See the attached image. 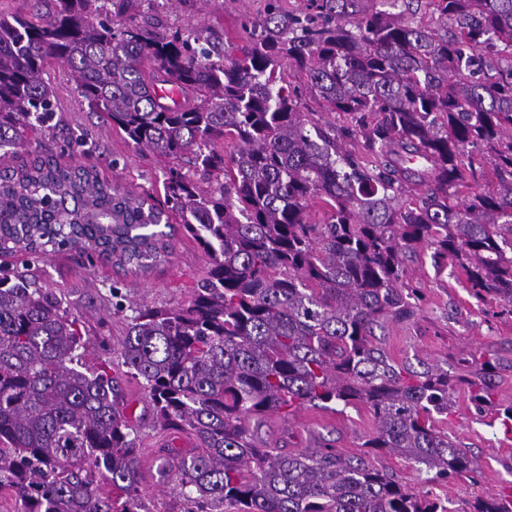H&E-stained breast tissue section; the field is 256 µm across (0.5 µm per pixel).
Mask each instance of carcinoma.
<instances>
[{
  "label": "carcinoma",
  "mask_w": 512,
  "mask_h": 512,
  "mask_svg": "<svg viewBox=\"0 0 512 512\" xmlns=\"http://www.w3.org/2000/svg\"><path fill=\"white\" fill-rule=\"evenodd\" d=\"M44 2L43 15L0 11V255L21 257L0 264V492L15 512H150L117 363L154 428L190 441L165 449L183 512H448L374 457L446 479L471 471L435 426L455 413L457 380L393 362L375 329L414 316L404 258L423 246L457 263L475 296L512 304V0H429L435 26L415 20L413 0L397 14L387 0H269L241 45L120 20L132 0ZM285 61L348 123L300 111ZM53 64L163 163V201L45 145L22 157L54 134ZM177 226L207 257L191 299L132 309L118 361L87 365L83 326L38 263L73 252L143 275L167 262ZM489 376L486 361L470 370L477 406L491 403ZM336 404L374 415L358 455L255 441L272 414ZM472 512H512V492Z\"/></svg>",
  "instance_id": "cac0c4a2"
}]
</instances>
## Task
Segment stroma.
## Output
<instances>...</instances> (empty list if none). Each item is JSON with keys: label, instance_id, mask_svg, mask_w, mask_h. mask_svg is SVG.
I'll list each match as a JSON object with an SVG mask.
<instances>
[{"label": "stroma", "instance_id": "obj_1", "mask_svg": "<svg viewBox=\"0 0 512 512\" xmlns=\"http://www.w3.org/2000/svg\"><path fill=\"white\" fill-rule=\"evenodd\" d=\"M138 2V17H156L182 29L206 26L235 44L245 38V21L261 22L267 9V0H213L209 5L204 0ZM46 76L58 88L61 123L54 132L53 148L63 160L96 168L108 179L162 199L160 163L150 153L136 150L121 131L102 126L81 105L66 67L50 66ZM80 134L88 138V151L65 152L66 141ZM171 250L168 262L144 277H124L111 266L71 253L55 254L40 263L43 281L62 296L87 332L88 363L111 355L126 333L125 312L112 306V285H119L126 309L138 304L173 307L189 300L207 258L191 238L181 234L172 239ZM405 279L419 289L422 299L413 318L386 326L379 342L389 357L399 364L439 365L454 376L468 374L472 358H481L492 366L496 405H512V314L503 301L492 295L474 298L461 268L452 262L434 263L427 250L406 259ZM453 399L454 414L438 420L437 427L473 459L474 471L443 479L399 456L382 454L377 462L408 487L440 498L448 512H470L477 500L512 488V437L494 407L480 410L472 404L466 386H458ZM374 428L372 412L362 405L333 411L305 406L285 418H266L262 435L270 442L290 437L295 448L312 446L321 436L341 453L352 455L361 453ZM140 431L146 504L151 512H180L175 491L161 475V437L146 420Z\"/></svg>", "mask_w": 512, "mask_h": 512}]
</instances>
